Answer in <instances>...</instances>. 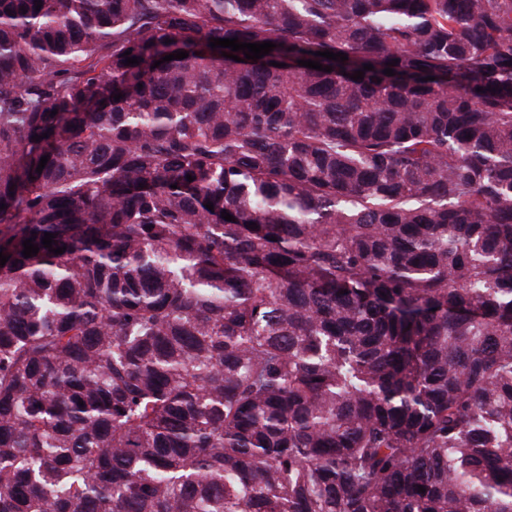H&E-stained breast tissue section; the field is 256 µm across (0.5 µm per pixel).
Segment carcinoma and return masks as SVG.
Returning a JSON list of instances; mask_svg holds the SVG:
<instances>
[{
	"label": "carcinoma",
	"instance_id": "1",
	"mask_svg": "<svg viewBox=\"0 0 512 512\" xmlns=\"http://www.w3.org/2000/svg\"><path fill=\"white\" fill-rule=\"evenodd\" d=\"M2 204L0 512H512V0H0Z\"/></svg>",
	"mask_w": 512,
	"mask_h": 512
}]
</instances>
